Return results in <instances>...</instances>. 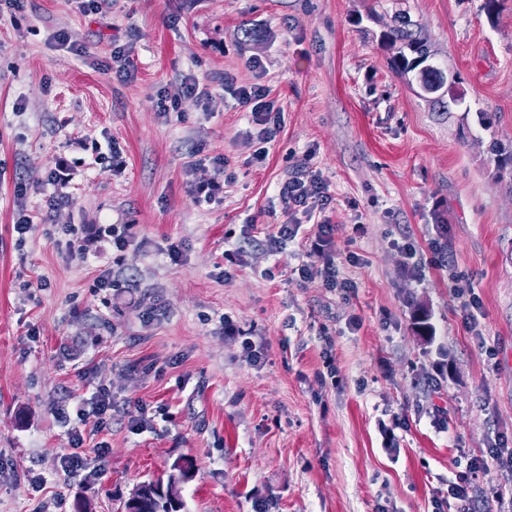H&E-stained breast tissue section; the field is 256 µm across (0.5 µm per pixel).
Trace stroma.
I'll return each mask as SVG.
<instances>
[{"label":"stroma","instance_id":"stroma-1","mask_svg":"<svg viewBox=\"0 0 512 512\" xmlns=\"http://www.w3.org/2000/svg\"><path fill=\"white\" fill-rule=\"evenodd\" d=\"M400 11L457 75L450 111L392 71L382 35ZM253 27L261 41H245ZM188 73L223 102L157 111ZM226 74L268 88L274 141ZM494 139L512 142V0L491 14L484 0H0V512H120L180 459L184 512H460L464 482L476 512H498L512 500L492 458L512 448V178ZM306 153L346 292L292 275L322 255L265 242ZM218 157L209 200L194 186ZM21 210L35 224L22 238ZM116 232L133 246L113 248ZM101 385L114 409L86 454L101 474L67 477L76 411Z\"/></svg>","mask_w":512,"mask_h":512}]
</instances>
